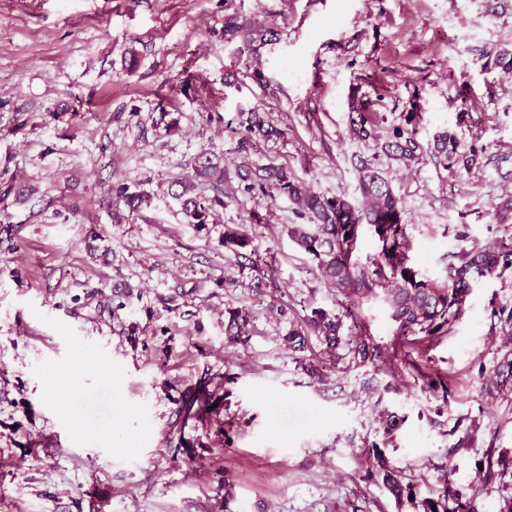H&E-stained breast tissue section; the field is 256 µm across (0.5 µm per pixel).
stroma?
<instances>
[{
	"instance_id": "stroma-1",
	"label": "stroma",
	"mask_w": 512,
	"mask_h": 512,
	"mask_svg": "<svg viewBox=\"0 0 512 512\" xmlns=\"http://www.w3.org/2000/svg\"><path fill=\"white\" fill-rule=\"evenodd\" d=\"M228 6L274 18L279 40L235 54ZM502 45L512 0H0V512H416L446 489L448 512H506L512 390L484 386L512 272L474 283L440 335L398 336L381 301L352 305L335 355L310 343L320 384L283 338L342 298L289 238L294 204L241 194L200 227L168 193L207 150L358 205L354 159L375 147L350 137L353 108L382 138L451 130L481 167L379 161L411 267L443 278L462 246L512 236L491 210L512 193V75L483 57ZM249 68L265 85L225 87ZM251 108L285 136L244 158L236 116ZM163 110L180 133L154 127ZM18 183L34 189L22 204ZM119 183L148 193L140 213L116 204ZM236 224L264 289L224 246ZM229 307L250 318L230 347ZM386 410L402 420L390 438ZM375 446L411 498L390 493Z\"/></svg>"
}]
</instances>
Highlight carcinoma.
<instances>
[{"label":"carcinoma","instance_id":"1","mask_svg":"<svg viewBox=\"0 0 512 512\" xmlns=\"http://www.w3.org/2000/svg\"><path fill=\"white\" fill-rule=\"evenodd\" d=\"M277 37L273 27L236 12L224 15V42L238 44L237 54L256 52ZM486 56L495 67L512 72V49L502 48ZM237 123V152L244 156L249 155L257 140L275 145L284 137V131L255 108L238 112ZM349 133L361 141H376L377 154L397 165L405 166L427 153L446 169L469 172L479 167L482 159V151L474 147L461 150L457 134L450 131L436 134L432 142L424 145L417 139L415 129L397 127L381 140L360 111L351 118ZM191 168L190 176L178 177L170 184V193L180 202L189 223H210L216 208L224 206V199L240 192L288 198L301 219L300 223L288 226V235L317 261L322 278L351 303L383 301L401 336L447 331L448 324L464 306L472 283L512 271L511 237L492 238L450 255L446 277L441 280L424 277L408 266L407 225L402 220L400 200L387 172L371 158L360 156L355 162L362 198L358 207L343 196L321 194L295 178L284 165L269 163L255 167L244 162L231 171L219 155L205 151L193 159ZM201 185L214 194L208 196L199 191ZM115 197L132 214L140 212L146 202L144 194L130 190L124 183L116 186ZM492 215L497 224H512L511 194L498 198L492 205ZM363 224L374 228L381 243L378 257L366 263L353 259L358 230ZM250 245L251 238L242 225L224 227V247L235 256L238 273L250 279V287L259 289L264 286V276L260 257ZM493 316L500 325L503 353L485 384L489 394L512 387V308H501ZM248 325L245 311L226 308L227 344H235L247 335ZM343 326L344 315L317 308L290 329L283 340L294 352L304 351L311 336L333 349L342 340ZM373 458L383 471L389 491L397 498L403 496L404 488L389 470L384 453L378 451Z\"/></svg>","mask_w":512,"mask_h":512}]
</instances>
